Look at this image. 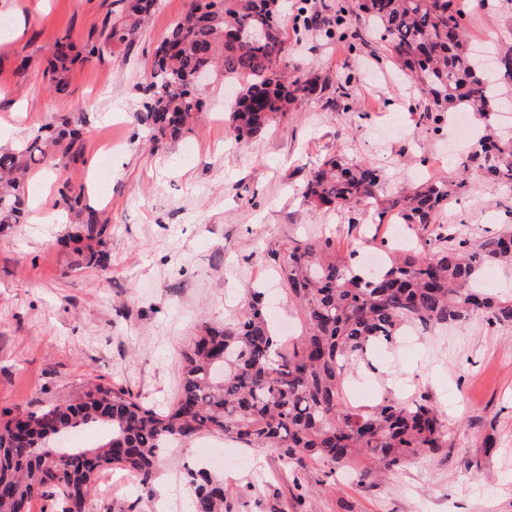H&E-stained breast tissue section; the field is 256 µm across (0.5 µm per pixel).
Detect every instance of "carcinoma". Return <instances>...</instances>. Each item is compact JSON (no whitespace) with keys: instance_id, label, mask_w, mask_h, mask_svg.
<instances>
[{"instance_id":"obj_1","label":"carcinoma","mask_w":512,"mask_h":512,"mask_svg":"<svg viewBox=\"0 0 512 512\" xmlns=\"http://www.w3.org/2000/svg\"><path fill=\"white\" fill-rule=\"evenodd\" d=\"M155 4L128 0L103 42L85 46V57L104 58L112 43L133 44ZM308 6L309 0H298V33L320 20ZM282 7L283 0H191L154 48L151 81L141 87L140 117L155 144L189 129L203 106V82L218 76L238 89L226 102L229 131L238 141L257 136L306 99L328 110L350 107L347 81L339 77L288 78ZM355 8L371 21V39L424 93L418 106L423 122L444 109L486 117L500 87L512 83V71L490 69L486 57L472 51L454 0H359ZM261 29L264 38L250 37ZM75 60L70 38H58L44 71L55 92L67 90ZM50 153L73 164L81 160L83 143L71 120L0 149V226L25 222L26 176ZM460 167L464 176L458 179H427L381 201L379 168L330 157L310 172L302 197L317 211L373 207L380 224L389 215L395 224L427 232L444 206L475 188L470 174L512 188V138L505 141L485 127ZM57 204L79 226L75 242L84 263L100 265L110 227L105 213L88 202L84 186L68 179L57 186ZM447 241L439 233L424 239L425 255L393 248L373 272L354 266L327 236L269 250L273 260H282L279 275L305 323L298 341L285 344L274 335L262 298L254 295L235 322L201 325L181 354L179 390L166 409L149 407L129 388L100 378L68 403L17 414L24 418L23 437L11 429L14 418L1 419L0 512H28L36 496L55 498L60 512H68L72 499L94 512L100 472L118 468L147 482L169 441L187 446L204 433L230 435L248 448H278L287 457L300 451L338 469L366 462L363 476L439 453L448 447V430L428 399L403 404L384 397L355 406L345 383L350 367L374 368V353L393 346L407 328L473 316L512 327V295L480 286L488 272L512 266V225L473 241ZM96 426L107 436L104 443L58 447L55 433ZM188 477L194 512H224L222 485L201 468Z\"/></svg>"}]
</instances>
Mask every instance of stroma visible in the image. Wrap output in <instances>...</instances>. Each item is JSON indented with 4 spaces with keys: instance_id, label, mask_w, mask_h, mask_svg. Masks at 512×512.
Wrapping results in <instances>:
<instances>
[{
    "instance_id": "35a3bbf8",
    "label": "stroma",
    "mask_w": 512,
    "mask_h": 512,
    "mask_svg": "<svg viewBox=\"0 0 512 512\" xmlns=\"http://www.w3.org/2000/svg\"><path fill=\"white\" fill-rule=\"evenodd\" d=\"M355 2L311 0L322 16L342 18L330 30L299 36L293 11L280 18L289 71L348 75L350 109L309 100L237 142L223 113L231 90L218 79L190 131L153 152L138 120L139 88L150 79L153 47L190 0H157L134 45L114 44L103 59L77 63L62 93L44 77L55 40L66 35L79 47L98 40L123 0H0V146L65 116L78 120L84 146L76 169L55 156L36 167L25 183L27 222L0 228V414L66 401L99 378L167 408L185 342L202 322L238 318L255 289L277 334L299 336L302 319L269 249L327 235L366 254L394 234L390 224L351 225L343 213L309 210L300 190L325 157L381 168L382 199L428 178L457 177L448 160L452 113L420 122L418 93L387 54L344 37V29L368 26ZM463 2L471 43L492 54L512 50V0ZM107 156L112 167L100 187L93 177ZM67 177L88 185L110 220L104 267L81 266L66 242L75 227L56 205V187ZM438 221L452 244L496 233L512 222V188L480 184ZM355 376L382 397L427 398L447 424L448 449L364 478L302 453L287 459L206 433L160 458L150 483L103 471L108 492L97 496V512H190L186 468L207 446L226 455L223 468L209 470L224 485L226 512H512V328L476 316L417 332L397 340L385 367Z\"/></svg>"
}]
</instances>
